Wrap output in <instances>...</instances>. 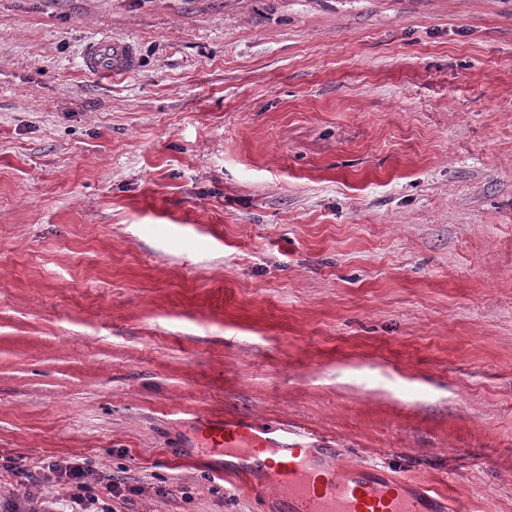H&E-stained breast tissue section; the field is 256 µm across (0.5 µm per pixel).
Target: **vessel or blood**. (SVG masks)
<instances>
[{"instance_id":"obj_1","label":"vessel or blood","mask_w":512,"mask_h":512,"mask_svg":"<svg viewBox=\"0 0 512 512\" xmlns=\"http://www.w3.org/2000/svg\"><path fill=\"white\" fill-rule=\"evenodd\" d=\"M133 65L130 44L109 37L94 42L82 60L85 71L103 77ZM200 432L217 457V475L247 474L254 493L278 488L283 512H444L441 496L429 488H414L373 464L339 467L331 449L297 428L273 425L263 437L253 420L210 417Z\"/></svg>"}]
</instances>
